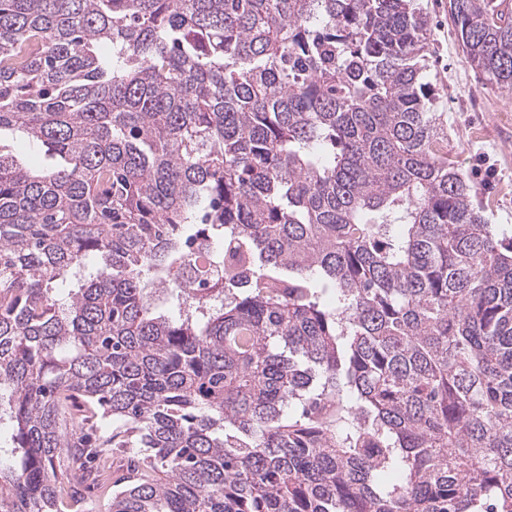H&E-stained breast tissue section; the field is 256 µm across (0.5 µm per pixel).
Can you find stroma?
<instances>
[{"label":"stroma","instance_id":"stroma-1","mask_svg":"<svg viewBox=\"0 0 512 512\" xmlns=\"http://www.w3.org/2000/svg\"><path fill=\"white\" fill-rule=\"evenodd\" d=\"M429 23L424 81L447 138L444 150L476 191L488 223L512 234V92L467 63L448 0H419Z\"/></svg>","mask_w":512,"mask_h":512}]
</instances>
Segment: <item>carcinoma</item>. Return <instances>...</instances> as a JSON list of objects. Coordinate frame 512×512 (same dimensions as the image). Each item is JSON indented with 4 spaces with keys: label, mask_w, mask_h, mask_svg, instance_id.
Returning <instances> with one entry per match:
<instances>
[{
    "label": "carcinoma",
    "mask_w": 512,
    "mask_h": 512,
    "mask_svg": "<svg viewBox=\"0 0 512 512\" xmlns=\"http://www.w3.org/2000/svg\"><path fill=\"white\" fill-rule=\"evenodd\" d=\"M448 2L512 92L506 0ZM427 32L416 0H0V130L62 160L0 150V512L109 480L110 512H512V236L441 150ZM1 144L6 150H11L18 155L23 163L31 166L41 165L42 167L52 164V160L44 154L43 150L29 141L27 136L17 129H3Z\"/></svg>",
    "instance_id": "cac0c4a2"
}]
</instances>
